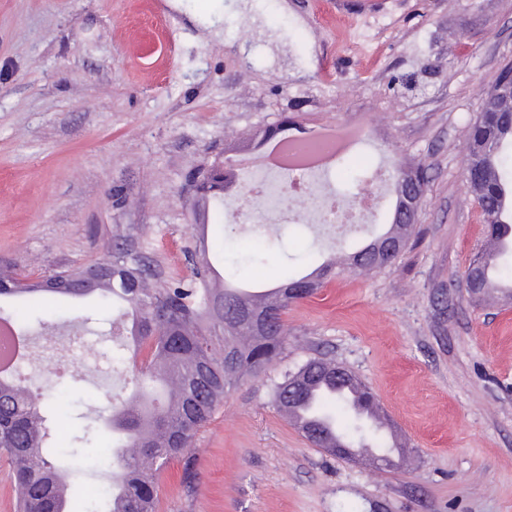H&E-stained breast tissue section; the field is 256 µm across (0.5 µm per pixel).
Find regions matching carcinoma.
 <instances>
[{
	"mask_svg": "<svg viewBox=\"0 0 512 512\" xmlns=\"http://www.w3.org/2000/svg\"><path fill=\"white\" fill-rule=\"evenodd\" d=\"M512 62L501 66L494 86L486 93L482 110L471 124L463 169L467 190L481 210L487 224L488 247L469 263L460 287L482 301L493 290H505L512 300V277L501 273L499 259L512 250V235L500 244L501 228L512 226ZM389 177L393 195L416 189L423 194L429 183L427 169L400 158L392 160ZM224 161L216 159L197 171L196 208L200 215L211 212L218 223L223 218ZM416 219L393 208L387 229L374 240L398 243L395 255L383 253L366 243L338 258L331 257L311 272L290 277L283 273L276 287L256 296L217 280L206 259L193 264L187 286L154 288L141 260L116 249L101 261L54 275L70 283L99 268L106 275L92 288H43L41 281L18 278L0 268V299L13 298L24 306L50 300L93 297L110 307L121 300L126 310L112 319V329L129 332L139 350L147 351L143 360H127L116 353L115 367L123 382L135 392L123 400L112 414V428L120 432L125 444L112 449V464L94 468L106 476L97 487L100 506L93 512H156V475L171 459L190 450L197 432L211 419L224 399V392L243 375L256 372L279 353L287 331L282 316L288 305L306 298L321 287L336 269L353 272L380 270L392 264L407 245ZM22 334L50 326V320L35 317L15 320ZM333 361L313 358L297 371L285 374L273 389L276 408L289 414L311 404L315 419L309 425L307 440L318 448L328 447L326 425L336 427L344 449L364 445L386 448L379 429L366 428L358 406L372 409L379 402L370 388L348 369L341 376L329 368ZM58 383H48L39 393L20 380H0V452L13 465V480L18 512H63L57 488L64 483L58 459L60 450L49 446L58 428H49L47 418L58 423L62 418L56 405ZM293 397H288V394ZM341 403L349 417L345 429L322 410L328 402Z\"/></svg>",
	"mask_w": 512,
	"mask_h": 512,
	"instance_id": "cac0c4a2",
	"label": "carcinoma"
}]
</instances>
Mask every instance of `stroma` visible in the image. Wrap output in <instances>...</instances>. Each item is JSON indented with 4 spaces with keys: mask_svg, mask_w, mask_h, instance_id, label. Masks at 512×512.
Listing matches in <instances>:
<instances>
[{
    "mask_svg": "<svg viewBox=\"0 0 512 512\" xmlns=\"http://www.w3.org/2000/svg\"><path fill=\"white\" fill-rule=\"evenodd\" d=\"M512 0H0V267L31 277L121 245L167 286L189 280L197 169L239 159L282 116L310 128L376 122L360 153L430 176L406 249L289 305L274 361L224 395L187 458L157 475V512H512V306L472 304L459 278L485 241L462 157L500 66ZM269 245L239 274L275 285L364 244L255 217L208 228V257ZM109 313L82 327L72 416L104 425ZM323 356L373 388L411 454L376 469L312 445L273 403Z\"/></svg>",
    "mask_w": 512,
    "mask_h": 512,
    "instance_id": "35a3bbf8",
    "label": "stroma"
}]
</instances>
